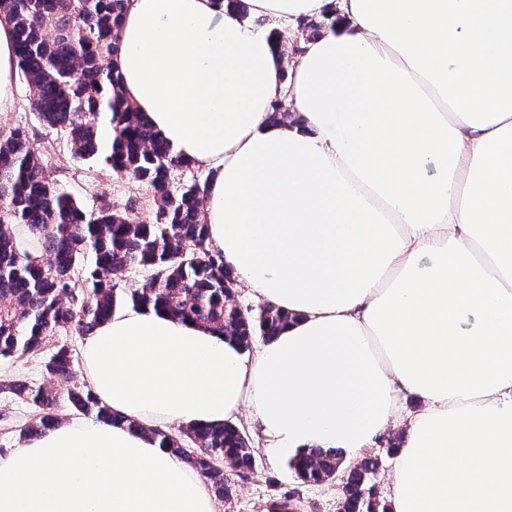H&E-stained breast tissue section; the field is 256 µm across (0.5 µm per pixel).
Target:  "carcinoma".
Segmentation results:
<instances>
[{
  "instance_id": "1",
  "label": "carcinoma",
  "mask_w": 512,
  "mask_h": 512,
  "mask_svg": "<svg viewBox=\"0 0 512 512\" xmlns=\"http://www.w3.org/2000/svg\"><path fill=\"white\" fill-rule=\"evenodd\" d=\"M126 7L127 0H0V12L13 23L18 70L31 89L29 110L44 126L68 133L75 157L100 159L149 186L155 205L150 224L139 220L131 202L120 209L105 201L88 212L50 179L28 128L0 134V359L34 354L61 331L86 336L124 304L191 320L243 349L256 336L273 340L292 320L268 303L249 311L236 305L234 273L212 247L203 221L206 185L191 182L172 190L173 172L191 162L119 101L120 75L103 61L120 51ZM103 114L110 128L107 143ZM14 224L40 237L49 260L23 247ZM133 268L149 277L143 287L122 295L119 279ZM72 364L71 350L62 345L45 369L63 385L34 387L20 377L0 382L1 393L36 409L19 428V438L36 437L57 422L54 409L63 397L79 415L150 436L224 500L231 498L232 481L220 463L240 479L253 470L254 448L234 423L188 426L177 434L145 429L112 412L90 386H66ZM341 466L339 453L321 448L290 461L296 477L308 484L345 474L340 512H390L368 484L378 459L366 457L346 471Z\"/></svg>"
}]
</instances>
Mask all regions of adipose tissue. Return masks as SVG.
<instances>
[{
    "instance_id": "1",
    "label": "adipose tissue",
    "mask_w": 512,
    "mask_h": 512,
    "mask_svg": "<svg viewBox=\"0 0 512 512\" xmlns=\"http://www.w3.org/2000/svg\"><path fill=\"white\" fill-rule=\"evenodd\" d=\"M324 19L291 64L280 41ZM110 64L211 172L203 220L238 283L295 314L255 360L151 308L86 336L97 398L148 428L241 406L275 457L359 456L425 404L393 512H512V0H128ZM0 14V112L16 103ZM286 97L294 121L270 118ZM0 512H216L147 436L85 418L0 457Z\"/></svg>"
}]
</instances>
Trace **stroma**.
Listing matches in <instances>:
<instances>
[{"mask_svg": "<svg viewBox=\"0 0 512 512\" xmlns=\"http://www.w3.org/2000/svg\"><path fill=\"white\" fill-rule=\"evenodd\" d=\"M30 88L25 80L16 82L17 104L13 111L0 112V133L17 127L29 128L35 151L42 153L50 177L59 187L71 193L86 208H94L99 197L115 205L136 201L142 221L154 220L150 191L141 183L117 175L108 166L77 159L73 156L65 132L40 126L25 106ZM68 345L73 353L77 383L86 380L82 355L83 338L76 334L58 335L46 341L40 354L22 355L0 362V380L16 376L26 378L37 386H45L50 378L44 363L58 345ZM33 415L32 407L0 393V455L15 448L17 429ZM234 424L244 429L256 454V467L247 478L235 479V493L229 503H218V512H267L269 504L281 497H291L298 512H337L342 497L340 481L318 485L299 481L289 468L287 459L271 457L268 441L251 420L250 407H243L234 417ZM406 431L405 424L391 427L385 436L375 439L365 448V455L378 458L379 468L374 476L381 497H388L394 481V456L391 441Z\"/></svg>", "mask_w": 512, "mask_h": 512, "instance_id": "35a3bbf8", "label": "stroma"}]
</instances>
